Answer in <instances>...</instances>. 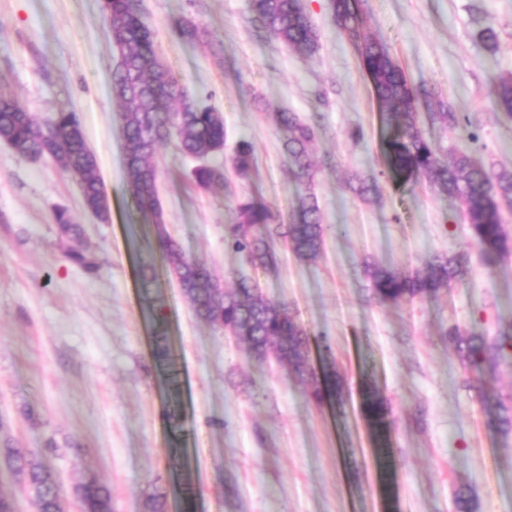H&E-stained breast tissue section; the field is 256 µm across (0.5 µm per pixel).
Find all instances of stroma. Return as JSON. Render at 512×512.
Masks as SVG:
<instances>
[{
    "label": "stroma",
    "instance_id": "1",
    "mask_svg": "<svg viewBox=\"0 0 512 512\" xmlns=\"http://www.w3.org/2000/svg\"><path fill=\"white\" fill-rule=\"evenodd\" d=\"M156 55L203 103L224 115L230 162L239 139L253 146L249 178L228 173L204 188L195 160L173 143L154 162L170 236L225 287L248 273L224 238L243 195L290 215L302 194L289 173L271 114L298 113L316 128L314 191L334 225L321 254L280 250L278 275L257 274L262 293L287 304L310 336L314 368L332 365L341 401L316 404L309 381L275 360L256 364L237 337L198 320L154 246L149 219L126 191L120 107L112 95L114 50L102 0H0V93L37 118L76 112L110 206L86 209L77 182L49 159L0 144V492L17 512L31 500L9 466L14 447L46 460L66 512L76 486L97 478L114 512H512V434L491 423L512 405V367L464 364L442 328L494 336L512 326V254L483 252L456 203L427 179L400 187L385 175L383 128L358 54L337 29L329 0H303L320 32L310 56L256 37L247 0H140ZM363 29L382 42L414 85L435 87L467 115L473 154L512 171V121L498 112L492 80L512 75V0H363ZM192 17L220 42L179 39ZM498 33L495 50L479 39ZM363 132L361 141L350 137ZM376 176L380 199L351 191L349 175ZM84 228L97 265L68 258L57 211ZM436 254L465 255L468 274L437 296L401 304L374 298L365 263L413 272ZM157 277L143 286L141 270ZM389 406L387 441L369 431L361 386Z\"/></svg>",
    "mask_w": 512,
    "mask_h": 512
}]
</instances>
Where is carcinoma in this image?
<instances>
[{
  "label": "carcinoma",
  "instance_id": "carcinoma-1",
  "mask_svg": "<svg viewBox=\"0 0 512 512\" xmlns=\"http://www.w3.org/2000/svg\"><path fill=\"white\" fill-rule=\"evenodd\" d=\"M330 8L337 28L360 44L359 57L382 121L393 130L382 146L390 178L408 182L427 177L457 202L482 250L500 255L511 252L512 239L504 230L502 207L512 205V173H492L467 150L455 152L450 163L441 160L437 146L420 127L418 103L424 100L436 106V111L429 113L433 124L467 129L471 127L469 119L437 99L433 90L411 84L387 48L364 36L359 0H330ZM248 9L262 32L297 53L310 56L318 50L320 34L301 0H248ZM102 12L104 22L112 24L118 37L114 43L118 58L112 70V92L122 107L127 193L137 209L152 218L155 243L166 271L178 281L196 316L241 338L254 361L261 363L272 356L291 373H312L309 334L286 304L268 299L245 275L236 280L234 288H224L204 264L186 256L168 234L156 189L159 173L152 158L158 146L171 139L186 156L207 159L218 154L224 149V116L200 105L191 90L154 57L152 30L133 0H103ZM175 33L186 41L209 44L207 31L192 18L178 22ZM494 94L497 107L512 121V75L498 78ZM273 117L284 132L282 146L292 174L300 186L307 188L316 174L310 154L315 129L294 112H275ZM0 140L20 154L53 159L80 184L87 209L103 220L108 218V198L76 113L59 111L38 122L17 98L0 94ZM232 166L239 177L248 176L253 167L250 143H240ZM194 176L202 187L226 184L222 164L200 167ZM348 185L367 201L379 195L374 178L354 176ZM56 222L64 236L82 240V226L73 223L65 212H58ZM324 233L318 201L312 193L300 195L287 219L249 197L238 201L225 243L252 267L275 274L278 242L287 243L297 258L308 261L320 254ZM467 270V260L458 255H435L412 274L370 265L365 268V276L378 300L398 304L434 296L462 280ZM443 336L469 365L485 364L495 369L506 359L505 349H512L511 326L492 339L464 337L454 326L446 328ZM309 397L317 404L341 398L336 372L313 378ZM362 409L370 431L378 438L385 436L389 421L383 400L368 389ZM496 422L503 433L512 432V407L499 402ZM13 462L40 512H63L61 489L53 471L19 450L13 452ZM78 500L80 512H113L110 490L94 477L78 486Z\"/></svg>",
  "mask_w": 512,
  "mask_h": 512
}]
</instances>
